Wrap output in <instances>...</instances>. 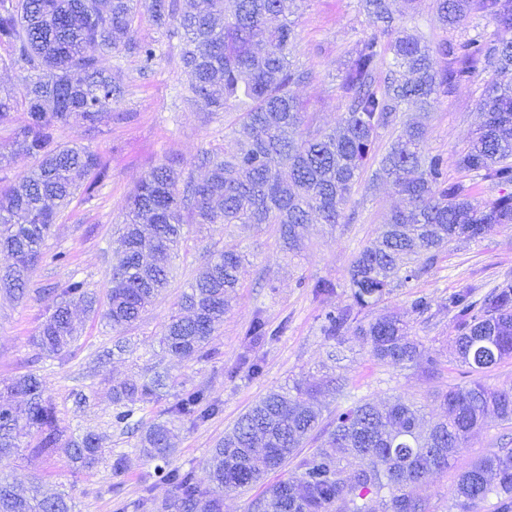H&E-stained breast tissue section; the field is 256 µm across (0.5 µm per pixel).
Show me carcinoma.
<instances>
[{
    "mask_svg": "<svg viewBox=\"0 0 512 512\" xmlns=\"http://www.w3.org/2000/svg\"><path fill=\"white\" fill-rule=\"evenodd\" d=\"M296 2L0 0V43L25 73L21 97L0 98V126L10 125L13 112L23 107L25 124L14 130L9 147L35 159L29 173L0 187V251L13 259L0 269L1 292L17 299L29 294L57 210L79 189L93 199L107 177L97 153L59 143L54 130L79 121L93 136L112 117V105L125 93L122 71L110 64L113 57L134 54L144 67L153 64L155 46L136 37L142 15L173 25L192 97L212 112H240L239 121L252 134L237 150L202 151L198 165L206 176L201 180L182 177L171 164L144 174L125 208L106 300L81 280L65 282L61 302L31 338L39 355L59 356L78 342L74 307L101 313L115 330L136 323L169 287L189 224H274L285 250L301 252L302 229L312 217L323 224L345 223V206L375 155L379 131L398 124L401 107L415 103L424 109L482 69L491 73L477 100L485 120L457 166L503 194L490 204L479 203L472 185L448 180L443 158L426 153L425 128L408 126L391 141L374 172L377 179L392 180L406 204L354 259L353 305L325 317V335L349 332L380 361L415 364L420 344L398 317L382 314L363 323L355 321L353 310L376 305L396 284L420 277L451 243L476 241L512 225V192L507 191L512 187V39L471 38L434 49L412 35H399L392 0H361L381 27L357 43L342 71L337 92L347 110L338 128L327 132L290 90L310 78L290 59L295 32L288 16ZM437 11L450 28L478 12L512 32V0H438ZM435 51L446 60L440 70L433 67ZM241 269V256L232 247L207 255L164 325L161 343L171 355L205 353L224 320L228 298L240 287ZM448 312L458 331L452 355L473 379L442 395L443 418L427 434L420 431V409L400 399L382 407L360 400L331 423L311 402L312 388L296 383L290 390H271L212 449L207 487L197 483L191 468L158 470L171 492L170 507L194 512L205 498L208 512H221L224 493L259 484L294 461L295 471L269 488L256 512H430L416 492L421 475L450 467L489 416L512 424V388H492L482 380L512 357V282L478 299L465 288L449 299ZM166 387V377L155 374L112 388L119 405L112 424L139 432L138 447L151 459L164 460L174 451L176 425L220 411L206 389L195 388L176 395L167 419L140 427L136 413ZM8 391L21 402L0 403V460L20 448L46 453L62 443L74 469L99 462L101 437L64 439L38 375L15 378ZM320 436L325 437L321 449L299 456L300 448ZM331 448L358 460L352 479L345 478ZM490 495L498 512H512V448L485 455L459 474L453 506L472 512ZM0 512H74V503L64 492L41 493L36 483L25 494L0 480Z\"/></svg>",
    "mask_w": 512,
    "mask_h": 512,
    "instance_id": "carcinoma-1",
    "label": "carcinoma"
}]
</instances>
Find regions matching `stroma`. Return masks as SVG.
<instances>
[{
  "label": "stroma",
  "instance_id": "stroma-1",
  "mask_svg": "<svg viewBox=\"0 0 512 512\" xmlns=\"http://www.w3.org/2000/svg\"><path fill=\"white\" fill-rule=\"evenodd\" d=\"M393 8L408 34L431 44L503 37L488 18L476 15L456 28L444 27L436 0H394ZM374 30L358 0H303L296 15L292 56L296 64L311 71L312 78L294 87L293 93L306 111L318 113L324 128H335L339 113L345 111L334 88L357 42ZM138 37L154 44L158 58L146 69L137 58L120 57L127 92L114 105V118L104 121L93 137L76 122L55 131L58 142L76 143L98 153L108 167V178L94 200L79 194L59 210L45 241L47 258L34 271L27 298L18 300L0 292V387L27 372L40 375L61 426L77 435H100L108 455L92 470L75 473L64 449L34 454L25 448L1 460L0 472L23 487L38 480L46 488L69 493L75 512H173L169 489L155 475V461L112 425L113 386L154 370L167 373L175 390L205 388L220 405L218 415L181 425L173 439L170 465L193 467L202 483L208 476L209 452L225 432L266 393L296 381L316 387V399L322 405L335 406L326 386L337 381L353 401L385 403L399 398L441 414V394L453 386H467L471 380L451 354L456 328L448 298L466 285L476 286L482 295L503 280L512 281V228L497 230L477 242L451 244L436 254L425 275L393 288L378 305L360 312L365 321L383 313L406 321L424 353L435 360L429 375L382 363L354 336H325L323 324L327 312L351 304L352 261L404 204L388 181L363 180L346 206L353 221L333 228L307 225L304 248L292 257L280 247L272 224H207L202 230H191L174 261L170 288L136 325L116 331L99 317L78 313L80 339L71 352L59 358H38L30 338L59 303L62 284L75 278L105 296L117 229L141 177L166 161L173 162L183 175L201 177L197 158L202 150L234 149L247 139L235 113L216 115L202 103L185 100L190 76L179 63L178 38L148 21L142 22ZM480 87L477 81L463 83L428 109L410 106L402 113L404 123L425 126L427 150L444 157L452 181L465 179L456 160L484 120L477 107ZM228 126L233 135H225ZM230 246L243 253L246 262L241 286L228 303L219 335L206 357L171 356L159 338L181 292L196 276L205 250ZM60 251L68 253V262H51V255ZM321 279L335 283L334 293L315 296L313 285ZM419 298L427 303L420 313L413 309ZM258 315L275 335L252 346L247 331ZM247 349L259 359L260 374L240 366L239 358ZM80 395L87 398L81 407L75 403ZM506 436L512 438V426L489 423L458 451L451 468L424 474L418 493L430 501L434 512H457L451 490L458 475L477 458L496 451ZM119 452L125 454L126 462L116 472L112 456Z\"/></svg>",
  "mask_w": 512,
  "mask_h": 512
}]
</instances>
